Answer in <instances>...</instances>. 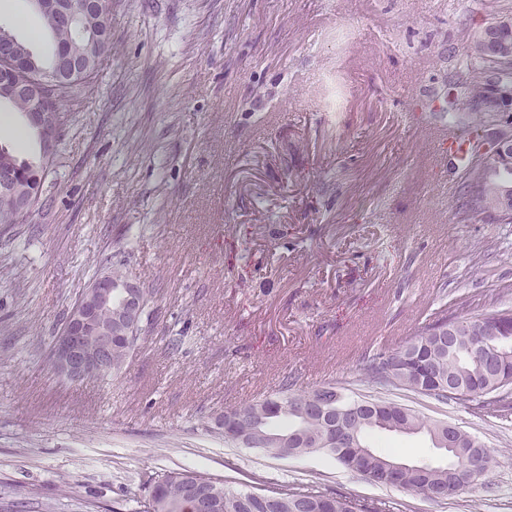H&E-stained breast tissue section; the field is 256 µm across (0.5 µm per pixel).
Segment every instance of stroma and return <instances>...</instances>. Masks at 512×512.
<instances>
[{"label": "stroma", "mask_w": 512, "mask_h": 512, "mask_svg": "<svg viewBox=\"0 0 512 512\" xmlns=\"http://www.w3.org/2000/svg\"><path fill=\"white\" fill-rule=\"evenodd\" d=\"M512 0H112L34 211L0 224V512H141L149 479L287 484L381 512H512V411L382 387L366 353L512 309V224L460 220L424 126ZM156 289L115 374L49 357L95 277ZM332 383L455 424L493 459L434 501L333 457L224 441V410ZM370 443L446 461L429 434Z\"/></svg>", "instance_id": "1"}]
</instances>
